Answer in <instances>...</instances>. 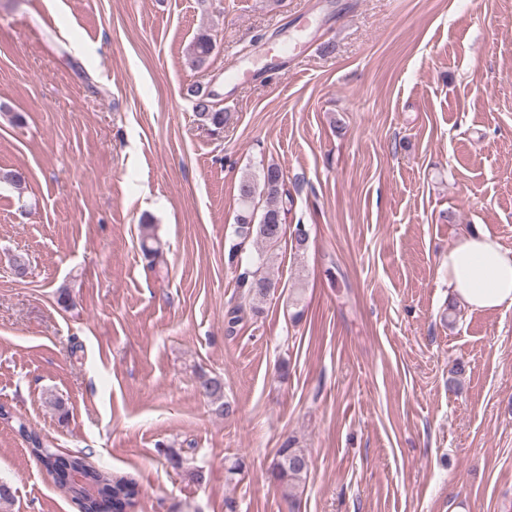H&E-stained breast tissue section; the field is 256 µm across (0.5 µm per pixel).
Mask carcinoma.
Here are the masks:
<instances>
[{
	"mask_svg": "<svg viewBox=\"0 0 512 512\" xmlns=\"http://www.w3.org/2000/svg\"><path fill=\"white\" fill-rule=\"evenodd\" d=\"M215 42L211 35L202 33L195 38L189 48L191 65L202 68L208 62ZM193 99V108L197 117L209 127L210 131L220 134L229 120L228 113L217 106L214 94L198 85L188 88ZM239 211L236 216V239L229 245L227 264L236 265L244 245L253 243L257 247L255 262L239 273L236 279L242 304L229 312L228 330L243 319L245 311L253 315L262 313L261 304L276 288V281L267 268L266 254L280 244L285 236H290L296 248H302L307 242L305 225L286 223V215L293 205V199L285 183L279 164L269 162L262 166L257 176L245 175L238 186ZM261 212L260 220H255L256 212ZM140 248L150 268H155V260L160 253L157 245L154 225H140ZM197 391L213 411L222 417L236 413V407L224 399V380L218 375L199 371L196 376ZM31 448L29 451L37 461L56 478L58 488L78 507L80 512H100L110 503L112 512H124L125 507L134 506L140 495L139 486L132 480L112 474L110 471L88 463L80 452L62 454L47 446L40 436L29 432ZM309 458L301 448L285 441L277 451L271 475L283 489L286 496H292V490L307 476Z\"/></svg>",
	"mask_w": 512,
	"mask_h": 512,
	"instance_id": "1",
	"label": "carcinoma"
}]
</instances>
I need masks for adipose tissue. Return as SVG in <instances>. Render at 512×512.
<instances>
[{
	"label": "adipose tissue",
	"instance_id": "ef3b65f1",
	"mask_svg": "<svg viewBox=\"0 0 512 512\" xmlns=\"http://www.w3.org/2000/svg\"><path fill=\"white\" fill-rule=\"evenodd\" d=\"M444 268L449 298L476 311L512 306V251L492 233L477 228L462 235Z\"/></svg>",
	"mask_w": 512,
	"mask_h": 512
}]
</instances>
